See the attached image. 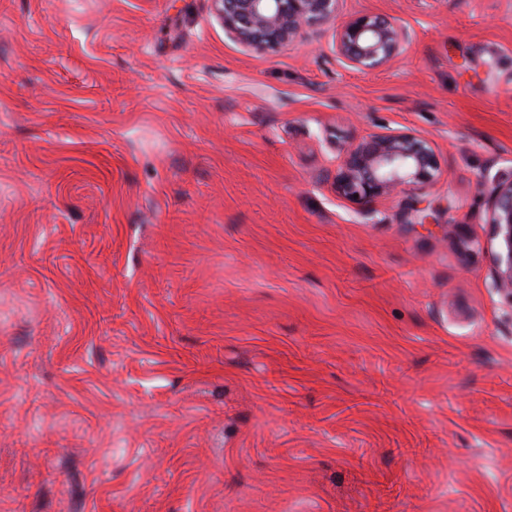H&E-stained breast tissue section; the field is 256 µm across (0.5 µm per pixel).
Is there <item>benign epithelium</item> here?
<instances>
[{"label": "benign epithelium", "mask_w": 512, "mask_h": 512, "mask_svg": "<svg viewBox=\"0 0 512 512\" xmlns=\"http://www.w3.org/2000/svg\"><path fill=\"white\" fill-rule=\"evenodd\" d=\"M225 34L248 50L270 54L306 38L315 25L331 29V50L346 69L384 67L402 56L413 33L373 14L346 16L343 0H213ZM439 177L432 144L411 132L377 134L350 144L340 155L337 188L360 199L422 191ZM488 223L501 250L494 258V286L512 295V179L498 181L487 197Z\"/></svg>", "instance_id": "obj_1"}]
</instances>
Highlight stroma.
<instances>
[{"label":"stroma","instance_id":"35a3bbf8","mask_svg":"<svg viewBox=\"0 0 512 512\" xmlns=\"http://www.w3.org/2000/svg\"><path fill=\"white\" fill-rule=\"evenodd\" d=\"M343 12L414 42L361 73L211 0H0V512H512V0ZM390 131L438 180L340 194ZM487 206L488 222L501 247L494 258V286L512 298V179L494 184Z\"/></svg>","mask_w":512,"mask_h":512}]
</instances>
